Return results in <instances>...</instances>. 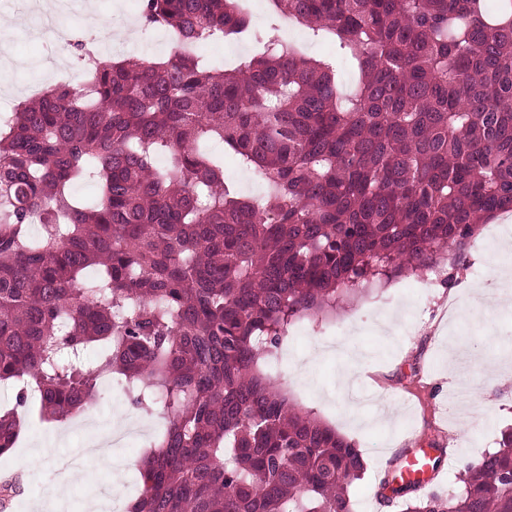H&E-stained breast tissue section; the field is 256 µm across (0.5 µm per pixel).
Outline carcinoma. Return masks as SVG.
I'll use <instances>...</instances> for the list:
<instances>
[{
    "label": "carcinoma",
    "mask_w": 512,
    "mask_h": 512,
    "mask_svg": "<svg viewBox=\"0 0 512 512\" xmlns=\"http://www.w3.org/2000/svg\"><path fill=\"white\" fill-rule=\"evenodd\" d=\"M239 2L139 0L168 56L78 40L87 79L0 122V383L59 420L118 374L134 407L161 414L127 512H355L362 453L261 362L297 322L512 212V0H269L266 30ZM284 19L331 52L298 54ZM224 36L256 49L225 70L194 52ZM228 155L259 174L261 199L224 177ZM18 435L0 410V456ZM460 482L383 481L379 496L512 512V429ZM21 493L1 482L0 512Z\"/></svg>",
    "instance_id": "1"
}]
</instances>
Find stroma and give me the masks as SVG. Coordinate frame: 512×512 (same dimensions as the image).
<instances>
[{"mask_svg": "<svg viewBox=\"0 0 512 512\" xmlns=\"http://www.w3.org/2000/svg\"><path fill=\"white\" fill-rule=\"evenodd\" d=\"M123 2L75 0L51 22L81 39L92 29L91 18L125 23ZM47 22L35 0L0 6L6 63L0 103L17 105L52 85L46 52L77 65L68 44L45 34ZM441 270L442 278L420 293H410L411 279H397L350 301L335 317L298 323L284 341L288 357L277 386L362 453L365 472L352 489L360 512H400L396 503L378 500L376 490L403 449L446 448L453 464L441 468L439 486L453 492L465 464L494 450L501 429L512 425V384L500 383L503 374L512 375V308L485 306L477 289L490 282L504 288L512 278L482 243L467 264L450 262ZM94 416L115 428L133 422L143 430L116 449L112 465L78 458L91 433L75 425ZM22 421L16 447L0 458V466L30 477L12 512H84L91 487L130 501L146 439L162 426L155 415L133 408L120 386L105 384L65 422L41 420L34 397Z\"/></svg>", "mask_w": 512, "mask_h": 512, "instance_id": "obj_1", "label": "stroma"}]
</instances>
